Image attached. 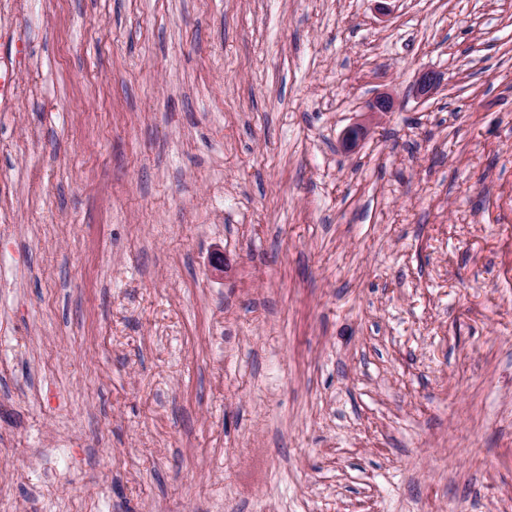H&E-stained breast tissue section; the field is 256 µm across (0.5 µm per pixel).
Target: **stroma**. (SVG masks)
<instances>
[{
	"mask_svg": "<svg viewBox=\"0 0 512 512\" xmlns=\"http://www.w3.org/2000/svg\"><path fill=\"white\" fill-rule=\"evenodd\" d=\"M0 75V512H512V0H0Z\"/></svg>",
	"mask_w": 512,
	"mask_h": 512,
	"instance_id": "obj_1",
	"label": "stroma"
}]
</instances>
